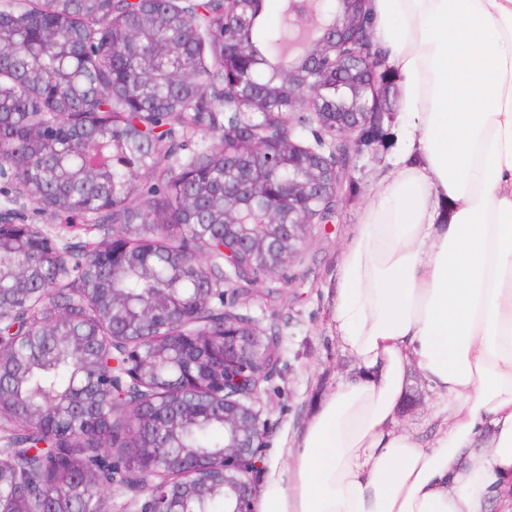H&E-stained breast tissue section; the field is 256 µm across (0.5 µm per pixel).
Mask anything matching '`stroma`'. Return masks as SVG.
Instances as JSON below:
<instances>
[{
    "instance_id": "35a3bbf8",
    "label": "stroma",
    "mask_w": 512,
    "mask_h": 512,
    "mask_svg": "<svg viewBox=\"0 0 512 512\" xmlns=\"http://www.w3.org/2000/svg\"><path fill=\"white\" fill-rule=\"evenodd\" d=\"M392 147L388 139L358 155L339 216L334 223L313 228L306 249L290 269V283L272 292L257 287L238 307L239 313L257 320L272 335L280 350L277 373L261 385L267 443L258 486H265L272 471L288 467L289 451L295 448L316 405L339 381L357 371L355 361L342 353L334 337L332 290L342 248L361 220L374 181L393 169ZM21 220L73 242L99 243L111 239L113 231L111 225L92 226L30 202ZM408 392L409 403L401 411L400 421L409 428H423L433 395L418 369L409 372Z\"/></svg>"
}]
</instances>
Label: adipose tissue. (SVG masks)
I'll list each match as a JSON object with an SVG mask.
<instances>
[{
	"label": "adipose tissue",
	"mask_w": 512,
	"mask_h": 512,
	"mask_svg": "<svg viewBox=\"0 0 512 512\" xmlns=\"http://www.w3.org/2000/svg\"><path fill=\"white\" fill-rule=\"evenodd\" d=\"M368 8L403 124L336 280L359 374L314 411L262 512H512V0ZM413 366L430 439L398 419Z\"/></svg>",
	"instance_id": "adipose-tissue-1"
}]
</instances>
